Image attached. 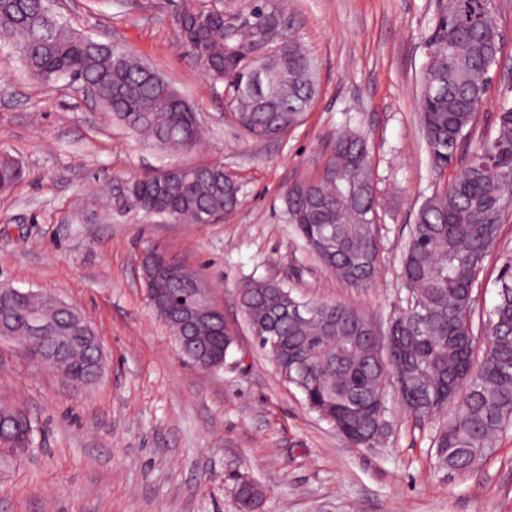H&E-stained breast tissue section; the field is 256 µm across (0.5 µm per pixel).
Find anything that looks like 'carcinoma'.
<instances>
[{"label": "carcinoma", "instance_id": "carcinoma-1", "mask_svg": "<svg viewBox=\"0 0 512 512\" xmlns=\"http://www.w3.org/2000/svg\"><path fill=\"white\" fill-rule=\"evenodd\" d=\"M45 0H0V40L13 45L38 81L67 78L95 86L98 103L161 152L188 153L202 138L193 106L157 71L126 50L50 21ZM179 40L213 83L224 84L232 119L252 139L279 137L301 125L317 96L316 63L290 31L279 0H243L235 9L188 3ZM500 32L485 0H444L428 43L420 83V123L434 168L443 172L470 136L499 64ZM26 173L0 153V191ZM127 206L191 224L219 220L238 205V187L219 163L170 166L127 181ZM512 206V103L499 105L494 133L479 141L465 165L436 187L418 208L404 246L406 307L390 321L400 341L386 361L375 362L376 333L361 311L341 303L307 302L278 283L250 280L238 301L262 349L266 336H281L278 365L305 405L329 421L356 448H369L387 428L378 397L391 380L404 384L405 409L417 421L451 411L433 440L438 466L465 472L512 426V266L501 271L498 300L487 312L489 344L474 355L470 313L482 263L498 226ZM288 223L339 279L368 285L379 256L376 188L368 145L351 128L336 133L322 170L292 184L284 196ZM147 262L164 270L161 287L169 306L186 298L181 280L197 273L176 258L148 250ZM307 303L311 320L293 322L285 305ZM30 301L0 299V319L24 337L32 353L73 384H95V345L71 329L60 352L28 337ZM191 352L214 367L236 346L227 325L197 329ZM20 417L10 442L22 448L32 421L20 407H0ZM262 496L240 484L241 512Z\"/></svg>", "mask_w": 512, "mask_h": 512}]
</instances>
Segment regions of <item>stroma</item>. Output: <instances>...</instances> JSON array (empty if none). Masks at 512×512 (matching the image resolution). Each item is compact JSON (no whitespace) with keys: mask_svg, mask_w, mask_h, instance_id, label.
Instances as JSON below:
<instances>
[{"mask_svg":"<svg viewBox=\"0 0 512 512\" xmlns=\"http://www.w3.org/2000/svg\"><path fill=\"white\" fill-rule=\"evenodd\" d=\"M185 0H61L75 31L120 45L160 72L197 110L204 140L170 156L129 134L60 79L31 78L0 42V150L27 171L0 193V284L76 306L105 354L87 389L32 363L0 340V404L35 421L33 444L0 453V512H239L238 484L262 487L259 512H512V428L465 472L436 470L430 439L395 387L389 429L355 448L310 411L260 349L238 287L270 280L294 295L343 302L379 330L405 308L401 257L416 212L437 180L419 125V84L438 0H285L293 31L318 63L319 92L304 123L255 141L230 120L223 85L212 84L181 46ZM503 52L470 136L489 132L512 99V0H495ZM361 129L379 193L381 248L373 283L338 279L283 214L282 196L316 175L337 131ZM221 163L239 205L213 224H182L120 207L114 187L175 164ZM158 248L197 269L224 311L237 346L222 368L179 350L153 312L141 256ZM512 260V210L483 262L475 312L496 301Z\"/></svg>","mask_w":512,"mask_h":512,"instance_id":"stroma-1","label":"stroma"}]
</instances>
